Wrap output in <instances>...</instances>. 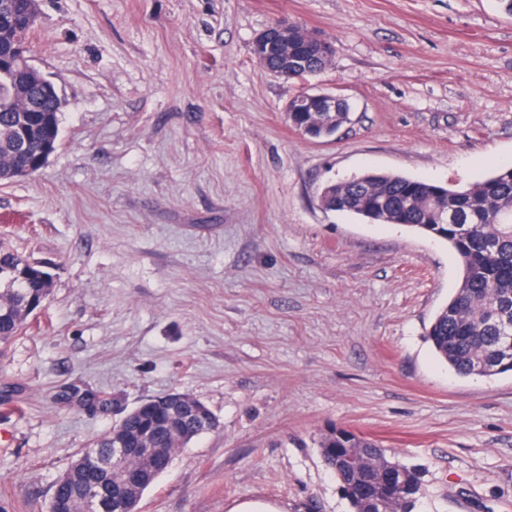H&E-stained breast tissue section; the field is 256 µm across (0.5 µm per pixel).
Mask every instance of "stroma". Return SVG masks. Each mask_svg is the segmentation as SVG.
Listing matches in <instances>:
<instances>
[{
    "label": "stroma",
    "mask_w": 512,
    "mask_h": 512,
    "mask_svg": "<svg viewBox=\"0 0 512 512\" xmlns=\"http://www.w3.org/2000/svg\"><path fill=\"white\" fill-rule=\"evenodd\" d=\"M30 55L63 105L57 149L0 183V247L49 267L0 355V512L53 484L141 402L177 390L218 426L140 512H351L332 426L418 468L414 512H512V373L462 377L425 330L462 271L442 240L323 210L371 169L465 187L512 163V15L498 0H38ZM289 20L332 43L293 81L252 56ZM343 98L329 139L297 94ZM76 384L107 414L59 399ZM318 99L322 106L333 112H324L319 104H314L304 111L294 112L302 106L305 101ZM336 96L331 94H311L304 93L299 97L293 107L288 112V120L291 125L304 135L312 138L330 137L336 133V130L348 119V105L344 99L336 105ZM324 131L329 136H324Z\"/></svg>",
    "instance_id": "35a3bbf8"
}]
</instances>
